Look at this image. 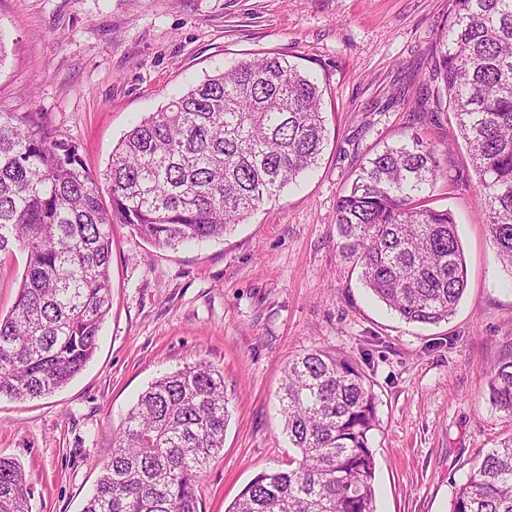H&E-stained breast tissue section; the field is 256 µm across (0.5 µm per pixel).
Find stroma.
Here are the masks:
<instances>
[{
    "mask_svg": "<svg viewBox=\"0 0 512 512\" xmlns=\"http://www.w3.org/2000/svg\"><path fill=\"white\" fill-rule=\"evenodd\" d=\"M448 0H0V110L32 112L81 146L101 176L144 117L208 75L284 55L322 92L316 168L223 239L162 247L112 227V308L68 384L0 398V457L29 476L32 512H81L113 432L151 382L203 361L224 375L231 419L198 485L202 512L296 456L278 393L288 360L313 349L371 383L376 512H449L456 488L512 436L490 379L512 361V275L478 199L479 176L435 95ZM418 135L439 150L425 201L450 211L467 288L447 321L409 324L377 301L336 248V205L384 146Z\"/></svg>",
    "mask_w": 512,
    "mask_h": 512,
    "instance_id": "35a3bbf8",
    "label": "stroma"
}]
</instances>
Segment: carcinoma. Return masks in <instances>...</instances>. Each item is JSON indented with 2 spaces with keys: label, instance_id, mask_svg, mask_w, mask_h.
<instances>
[{
  "label": "carcinoma",
  "instance_id": "carcinoma-1",
  "mask_svg": "<svg viewBox=\"0 0 512 512\" xmlns=\"http://www.w3.org/2000/svg\"><path fill=\"white\" fill-rule=\"evenodd\" d=\"M432 75L480 180L478 202L499 263L512 272V0H448ZM326 129L319 87L276 55L207 77L143 119L103 173L79 144L28 112L0 111V253L26 264L0 316V396L55 392L93 357L112 302L111 228L157 245L220 239L312 167ZM436 150L416 135L370 161L336 207V247L408 323L436 324L467 286L456 224L428 208ZM512 413V362L490 379ZM295 466L256 475L227 512H375L368 433L374 395L348 360L321 349L288 362L279 392ZM224 375L205 362L157 378L128 411L82 512H201L198 482L224 448ZM0 512H31L20 463L0 457ZM450 512H512V437L458 487Z\"/></svg>",
  "mask_w": 512,
  "mask_h": 512
}]
</instances>
